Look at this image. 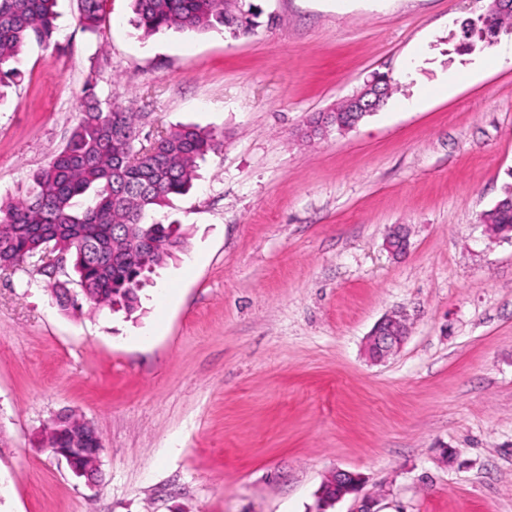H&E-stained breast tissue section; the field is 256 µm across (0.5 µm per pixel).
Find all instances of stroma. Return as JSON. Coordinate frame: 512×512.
<instances>
[{"label": "stroma", "instance_id": "stroma-1", "mask_svg": "<svg viewBox=\"0 0 512 512\" xmlns=\"http://www.w3.org/2000/svg\"><path fill=\"white\" fill-rule=\"evenodd\" d=\"M253 2L250 34L145 38L129 0L93 37L58 0L56 44L30 46L0 99L5 199L89 86L143 112L142 135H224L153 211L187 246L133 315L61 310L31 270H0V512H316L339 469L377 512H512V242L480 223L512 183V63L494 59L512 36L456 52L486 0ZM376 73L398 84L377 112L305 138ZM450 75V94L397 108ZM395 310L409 337L369 363ZM67 412L102 438L94 485L40 445Z\"/></svg>", "mask_w": 512, "mask_h": 512}]
</instances>
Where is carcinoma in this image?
I'll list each match as a JSON object with an SVG mask.
<instances>
[{"label":"carcinoma","mask_w":512,"mask_h":512,"mask_svg":"<svg viewBox=\"0 0 512 512\" xmlns=\"http://www.w3.org/2000/svg\"><path fill=\"white\" fill-rule=\"evenodd\" d=\"M83 31L95 35L107 0H77ZM58 0H0V93L21 76L25 50L57 32ZM136 27L251 33L258 16L249 0H132ZM461 35V47L491 44L512 32V9L492 14ZM65 146L34 171L23 197L0 202V268L19 269L36 255H63L92 309H140L143 281L183 252L181 225L149 224L147 213L185 195L198 161L222 149L221 134L192 125L170 127L142 144L141 114L99 101L91 89ZM489 230H512V184L481 217Z\"/></svg>","instance_id":"1"}]
</instances>
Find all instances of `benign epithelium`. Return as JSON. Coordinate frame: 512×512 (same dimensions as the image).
<instances>
[{"label":"benign epithelium","mask_w":512,"mask_h":512,"mask_svg":"<svg viewBox=\"0 0 512 512\" xmlns=\"http://www.w3.org/2000/svg\"><path fill=\"white\" fill-rule=\"evenodd\" d=\"M348 111L354 119L348 123H334L329 119L318 124L307 125V133L325 137L331 127L339 132L353 128L364 116L379 110L384 104L383 89L377 79L367 82L364 87L346 99ZM409 334L406 314L401 311L384 316L367 337L366 350L370 361L381 363L397 352ZM48 426L56 427V433L62 447L52 449V453L64 459L72 473L91 485L98 480L102 466V440L95 428L81 417L66 413L50 420ZM332 486L340 487L341 493L331 501H321L318 512H327V508L348 495L357 494L364 483L362 475L345 470L333 472L327 479Z\"/></svg>","instance_id":"benign-epithelium-1"}]
</instances>
